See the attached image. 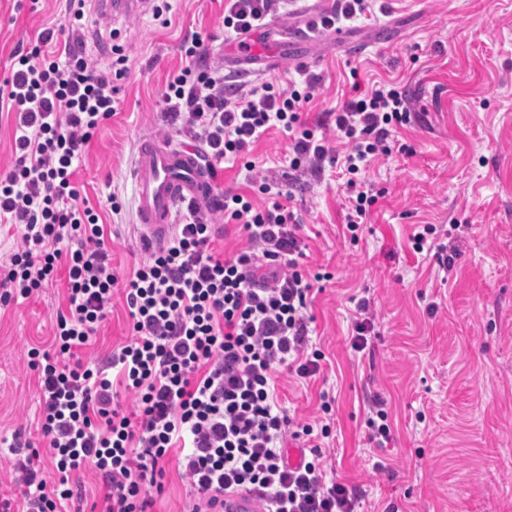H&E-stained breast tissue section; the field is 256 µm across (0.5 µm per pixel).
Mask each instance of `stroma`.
Masks as SVG:
<instances>
[{
    "label": "stroma",
    "mask_w": 512,
    "mask_h": 512,
    "mask_svg": "<svg viewBox=\"0 0 512 512\" xmlns=\"http://www.w3.org/2000/svg\"><path fill=\"white\" fill-rule=\"evenodd\" d=\"M164 18L132 14L115 21L127 47L118 80L119 110L89 144L75 174L91 205L112 190L125 195L120 217L103 213L105 245L119 276L145 259L130 170L142 140L175 141L163 118L162 93L181 66L184 43L200 39L207 61L232 83L287 88L296 63L269 28L251 35L262 58L232 65L236 41L224 28L225 0H169ZM54 28L57 49L72 38L68 0H0V82L10 53ZM347 47L300 39L307 73L320 82L302 112L307 123L374 86H400L415 119L399 131L396 150L367 167L377 198L357 237L345 228L337 173L293 182L289 139L268 131L242 163L218 171L223 188L258 195L259 181L278 183L281 200L301 217L305 268L328 274L308 313L313 344L325 355L306 382L280 372L276 387L292 414L320 425L322 393L334 397L332 439L322 449L327 476L359 492L358 512H512V0H376L374 12L347 29ZM422 224L446 226L460 255L443 272L409 241ZM66 274L38 296L0 310V436L25 432L37 449L36 376L28 347L49 348L66 308ZM374 305L379 334L366 351L349 344L355 305ZM128 339L122 291L82 355L102 357ZM390 406L393 439L367 441V400ZM195 495L169 458L153 512H189Z\"/></svg>",
    "instance_id": "35a3bbf8"
}]
</instances>
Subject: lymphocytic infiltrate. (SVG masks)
<instances>
[{
  "mask_svg": "<svg viewBox=\"0 0 512 512\" xmlns=\"http://www.w3.org/2000/svg\"><path fill=\"white\" fill-rule=\"evenodd\" d=\"M288 0H227L224 28L240 37L264 26ZM94 0H70L73 43L55 48L53 29L13 53L0 101L16 114L15 161L0 175V218L19 225L20 242L0 264V307L38 295L67 268V310L59 314L54 349L30 348L40 399L41 436L54 469L35 464L38 451L22 431L9 449L22 491L0 498V512H84L72 474L91 466L108 492L100 512H149L165 463L178 450L182 476L196 493L191 512H224L228 491L257 493L268 512H356L358 495L326 479L321 454L330 425L314 428L291 416L280 399L279 369L307 379L323 353L309 340L306 311L323 273H307L299 217L269 183L255 205L225 191L219 211L187 204L171 236L146 245L147 256L119 278L105 247L97 209L82 203L72 177L85 149L118 110L116 80L126 72L123 45L112 39L110 65H100L85 39ZM162 95L170 125L198 150L208 168L244 160L270 128L287 132L293 181L331 167L345 177L346 228L357 233L376 201L364 172L392 152L398 130L412 122L410 100L396 88L345 101L311 126L301 118L316 76L284 93L263 83H225L224 70L204 62L200 41ZM344 141L337 155L328 135ZM241 226L246 244L232 257L212 246L214 221ZM130 318L129 341L105 357H77L106 319L115 288ZM132 398L134 412L117 397ZM308 448L289 467L287 442Z\"/></svg>",
  "mask_w": 512,
  "mask_h": 512,
  "instance_id": "lymphocytic-infiltrate-1",
  "label": "lymphocytic infiltrate"
}]
</instances>
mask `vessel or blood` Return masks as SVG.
Here are the masks:
<instances>
[{
	"label": "vessel or blood",
	"instance_id": "vessel-or-blood-1",
	"mask_svg": "<svg viewBox=\"0 0 512 512\" xmlns=\"http://www.w3.org/2000/svg\"><path fill=\"white\" fill-rule=\"evenodd\" d=\"M150 0H99L101 14L116 17L138 13ZM137 201V221L144 238L156 242L167 237L174 208L196 203L213 208L223 196L213 176L204 168L195 149L173 143L142 140L131 173ZM224 512H267L257 494L228 492Z\"/></svg>",
	"mask_w": 512,
	"mask_h": 512
}]
</instances>
